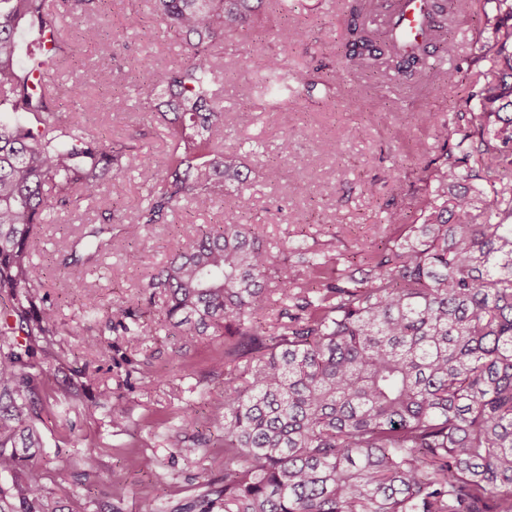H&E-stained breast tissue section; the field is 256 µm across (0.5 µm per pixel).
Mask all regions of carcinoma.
<instances>
[{
  "label": "carcinoma",
  "mask_w": 512,
  "mask_h": 512,
  "mask_svg": "<svg viewBox=\"0 0 512 512\" xmlns=\"http://www.w3.org/2000/svg\"><path fill=\"white\" fill-rule=\"evenodd\" d=\"M263 0H150L183 43L182 61L149 70L171 97V148L150 186L124 214L135 242L187 204L207 211L224 183L238 184L224 223L159 265L145 291L161 298L164 326L224 334V403L210 413L224 451V485L171 506L146 495L140 512H512V0H487L484 48L492 54L481 111L448 113L435 137L448 141L425 179L419 221L389 207L380 238L354 262L333 242L294 248L280 261L244 222L247 155L224 150L228 113L218 97V44L253 23ZM444 7L427 17L428 43L451 56ZM65 14L50 0H0V512H57L47 472L21 468L43 447L36 422L44 368L65 354L57 305L32 261L40 225L78 201L87 217L66 249L78 271L112 249V197L103 179L144 167L131 142L108 140L78 115L56 112V75L72 57ZM50 34L38 76L22 70L21 38ZM345 68L379 79L431 71L429 53L387 37L373 45L350 28ZM259 83L272 98L288 79L336 94L337 81L280 71ZM484 222H475L474 211ZM87 320L99 317L85 294ZM112 328L140 340L139 310L110 307ZM113 494L81 512H119Z\"/></svg>",
  "instance_id": "cac0c4a2"
}]
</instances>
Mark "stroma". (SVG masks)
Wrapping results in <instances>:
<instances>
[{"label": "stroma", "mask_w": 512, "mask_h": 512, "mask_svg": "<svg viewBox=\"0 0 512 512\" xmlns=\"http://www.w3.org/2000/svg\"><path fill=\"white\" fill-rule=\"evenodd\" d=\"M486 8V0H464L456 11L455 52L445 64L453 75L449 86L434 73L383 84L366 73L347 75L345 92L333 97L319 89L306 92L301 86L275 100L261 96L253 75L269 55L277 57L285 70L317 68L322 78H330L348 23L345 0H288L284 9L268 0L267 19L233 37L221 56V99L225 110L250 109L252 121L245 127L227 126L225 144L235 147L250 139L263 145L262 156L247 159L256 174L249 191L250 216L278 259L297 261L296 242H312L321 224L335 225L337 249L356 252L382 234L380 203L389 201L407 213L417 212L427 166L443 151L442 141L421 123L420 115L428 111L445 119L455 98L467 99V111H479L476 93L483 83V68L473 59L483 41ZM136 9L142 21L137 28H127L126 18ZM94 23L100 27L99 37L83 39V31ZM286 26L295 33L284 39L279 31ZM65 34L74 60L58 75L61 116L80 113L90 130L115 139L136 136L145 163L160 159L169 139L165 122L152 108L165 95L158 91L144 98L148 74L143 64L181 61L180 38L159 24L144 0H107L99 12L69 15ZM118 35L123 43L116 46L111 39ZM109 70L114 73L111 86L100 85L99 75ZM285 138L292 150L284 159L280 143ZM418 140L427 146L421 156L414 150ZM271 166L278 173L269 179L265 171ZM237 194L236 186H225L211 211L182 207L171 223L152 227L132 244L113 233L111 251L76 278L61 276L62 246L84 222L85 207L70 208L42 225L33 263L37 274L52 282V296L63 300L58 327L66 355L44 378L43 389L49 394L39 425L44 446L32 461L48 469L47 486L61 512L107 492L116 481L122 487L121 512H139L142 498L159 489L174 503L196 495L207 482L223 481L224 454L209 446L205 423L211 409L224 400V372L213 367L224 355L223 337L189 340L168 335L157 329L159 312L154 309L144 322L156 332L144 343L129 346L126 337L101 317L94 324L101 347L89 350L84 346L79 302L90 293L105 309L119 302L136 303L149 274L191 244L198 226L223 222L224 211L234 206ZM131 249L141 257L135 267L126 262ZM78 370L83 373L85 397L83 404L72 407L65 388ZM105 389L124 399L122 425H115L110 409L99 402ZM188 407L194 409L197 424L182 423L180 415ZM172 438L181 440L182 452L170 448ZM89 453L96 461L90 473L81 462ZM59 454L73 460L63 472L52 468Z\"/></svg>", "instance_id": "35a3bbf8"}]
</instances>
